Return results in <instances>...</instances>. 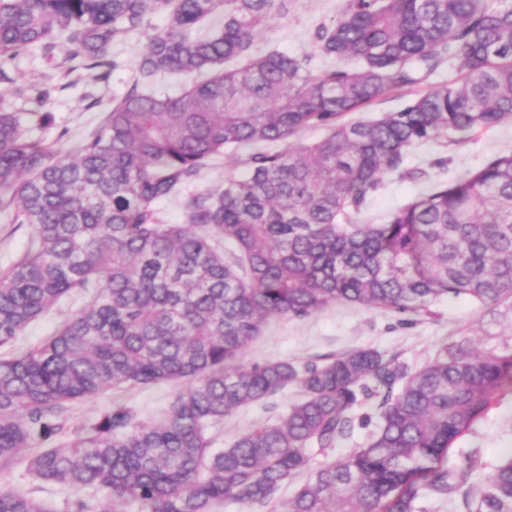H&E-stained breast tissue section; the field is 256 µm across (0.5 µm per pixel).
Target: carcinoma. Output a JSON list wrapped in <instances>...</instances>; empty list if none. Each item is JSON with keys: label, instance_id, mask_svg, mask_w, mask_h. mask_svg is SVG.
Instances as JSON below:
<instances>
[{"label": "carcinoma", "instance_id": "carcinoma-1", "mask_svg": "<svg viewBox=\"0 0 512 512\" xmlns=\"http://www.w3.org/2000/svg\"><path fill=\"white\" fill-rule=\"evenodd\" d=\"M167 12L133 88L74 151L50 160L26 118L0 111V192L32 229L0 271V470L17 462L37 485L0 484V512H512V454L485 471L455 442L512 387V345L481 354L443 344L413 368L377 348L299 365L241 357L273 317L309 318L336 303L401 324L467 297L512 311V151L439 181L382 224L358 217L384 180L409 175L419 143L460 145L512 119V0H347L316 33L311 57L253 54L277 0H0V59L65 41L89 69L117 67L112 42ZM221 13L220 32L194 35ZM460 62L461 79L401 109L345 122L420 73ZM184 76L159 96V77ZM326 135L289 143L306 129ZM249 154L224 185L182 199L185 222L158 206L228 148ZM77 308L40 344L28 327L61 301ZM186 382L155 423L115 404L69 429L73 403L115 388ZM293 386L301 399L270 424L212 448L210 425ZM380 419L331 459L358 409ZM324 459L311 469L309 450ZM287 500L277 492L300 477ZM97 501V507L88 501Z\"/></svg>", "mask_w": 512, "mask_h": 512}]
</instances>
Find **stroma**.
I'll return each mask as SVG.
<instances>
[{
    "instance_id": "35a3bbf8",
    "label": "stroma",
    "mask_w": 512,
    "mask_h": 512,
    "mask_svg": "<svg viewBox=\"0 0 512 512\" xmlns=\"http://www.w3.org/2000/svg\"><path fill=\"white\" fill-rule=\"evenodd\" d=\"M344 5L345 0H284L257 38L256 52L307 55L312 67L326 66L327 58L312 52L315 34L320 25L331 24ZM166 24L164 13L150 14L144 29L113 43L110 55L119 66L104 80L99 79L97 71L67 59L60 49L50 52L34 49L17 56L0 68V110L52 113L53 125L30 124L29 135L50 144L54 158L73 153L102 124L113 100L131 88L150 36ZM460 74V63L442 64L417 89L389 93L376 101L369 113L377 116L397 111L417 92L455 80ZM506 150H512V121L481 132L460 146L448 145L440 139L414 148L406 163L408 176L386 180L371 200L367 221L381 222L394 208L423 192L430 179L452 180ZM247 156V150H230L212 160L187 185L186 195L207 192L222 185L225 174L244 171ZM14 217L13 207L0 201V269L8 267L29 248L31 228L15 223ZM439 311V318H427L412 326L399 324L392 315L344 303L329 306L304 320L273 318L262 335L246 348L243 360L254 363L287 359L305 363L371 346L397 354L401 360L418 367L432 359L447 342L465 339L478 351L512 342V319L492 314L488 306L467 299L447 300L440 304ZM177 391L173 383L108 391L71 405L67 424L73 428L92 423L116 400L137 411L142 419L156 421L163 417ZM296 397L295 389L289 387L266 403L240 408L210 429L215 447H228L240 434L284 411ZM457 446L464 450L479 449L482 463L489 469L512 451V390L498 397L491 412Z\"/></svg>"
}]
</instances>
